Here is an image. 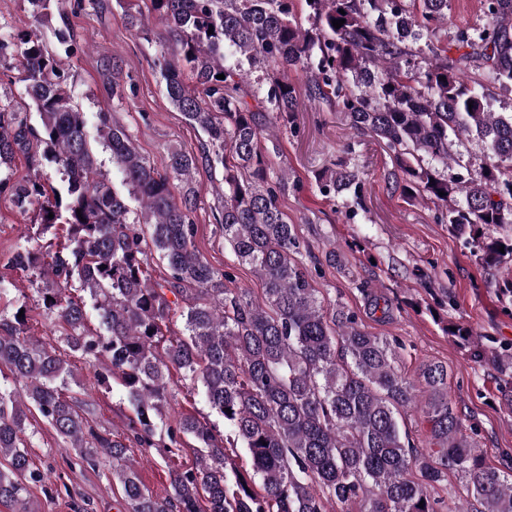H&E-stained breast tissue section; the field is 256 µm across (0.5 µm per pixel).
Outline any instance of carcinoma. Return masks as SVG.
Returning a JSON list of instances; mask_svg holds the SVG:
<instances>
[{
  "mask_svg": "<svg viewBox=\"0 0 512 512\" xmlns=\"http://www.w3.org/2000/svg\"><path fill=\"white\" fill-rule=\"evenodd\" d=\"M149 2L144 12L139 0H118L121 17L136 31L152 18L162 25L155 65L172 105L205 135L199 152H172L161 173L114 115L99 113L98 143L141 203L131 215L100 170L61 55L33 30H19L0 36V56L16 47L40 128L29 113L0 107V167L40 148L63 178L56 187L38 168L22 183L0 176V195L20 206L45 201L40 234L56 239L65 228L56 250L20 246L10 263L43 283L45 317L63 325L71 352L101 366L98 385L117 377L128 389L135 442L173 454L190 436L197 465L172 471L166 496H153L128 463L125 440L91 425L88 404L67 395L75 381L69 362L25 335L27 317L0 314V512H38L29 488L47 475L28 451L34 414L80 462L96 463L100 451L112 458L127 512H512V473L486 466L463 432L448 370L426 364L411 383L386 341L312 286L280 208L284 183L269 180L261 147L269 126H286L297 112L288 72L300 71L309 100L335 105L351 129L394 154L417 191L445 207L440 221L467 237L478 264H511L512 112L494 111L492 100L495 90H512V0H485L487 22L457 35L454 56L431 41L417 46L421 31L447 20L448 0H304V23L288 0ZM257 71L268 89L252 108L245 97ZM120 72L104 64L114 97ZM469 138L481 143L483 160L464 176L454 171L455 146ZM219 168L217 223L238 260L259 274L261 305L195 249L194 178ZM347 191L361 199L353 170L340 168L322 184L327 196ZM154 253L169 271L161 282L148 274ZM72 287L89 295L101 331L88 327L84 299L66 294ZM181 301L186 337L168 338V314ZM453 326L449 334L475 358L512 378V343L488 351L466 326ZM173 370L201 386L224 432L190 416L165 424ZM418 402L429 425L421 451L398 420ZM238 448L250 457L247 475L231 467ZM450 471L466 498L445 504L432 491Z\"/></svg>",
  "mask_w": 512,
  "mask_h": 512,
  "instance_id": "obj_1",
  "label": "carcinoma"
}]
</instances>
